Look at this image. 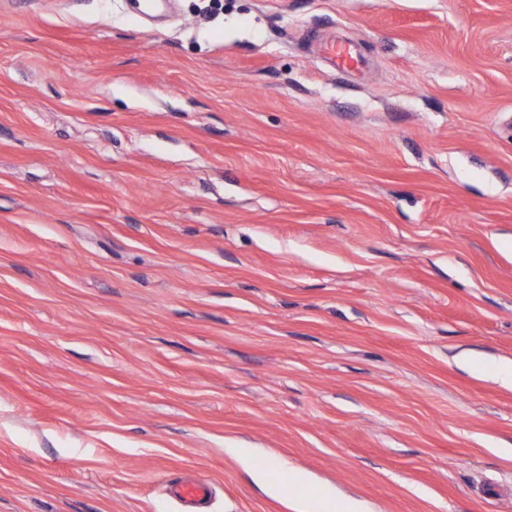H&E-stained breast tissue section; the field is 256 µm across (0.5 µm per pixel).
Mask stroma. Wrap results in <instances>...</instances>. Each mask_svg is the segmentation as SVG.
Here are the masks:
<instances>
[{"mask_svg":"<svg viewBox=\"0 0 512 512\" xmlns=\"http://www.w3.org/2000/svg\"><path fill=\"white\" fill-rule=\"evenodd\" d=\"M509 361L512 0H0V512H512ZM169 493L182 506L184 512H201L202 506L210 498L211 487L198 479H186L173 483Z\"/></svg>","mask_w":512,"mask_h":512,"instance_id":"stroma-1","label":"stroma"}]
</instances>
